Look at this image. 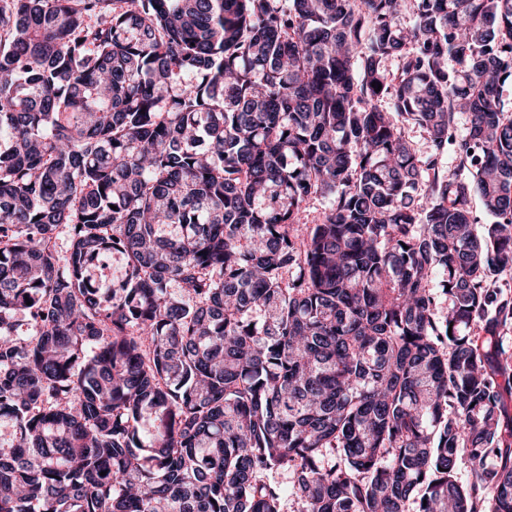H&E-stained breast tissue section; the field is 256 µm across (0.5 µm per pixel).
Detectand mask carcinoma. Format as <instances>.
Instances as JSON below:
<instances>
[{"label": "carcinoma", "instance_id": "1", "mask_svg": "<svg viewBox=\"0 0 512 512\" xmlns=\"http://www.w3.org/2000/svg\"><path fill=\"white\" fill-rule=\"evenodd\" d=\"M509 85L512 0H0V512H512Z\"/></svg>", "mask_w": 512, "mask_h": 512}]
</instances>
